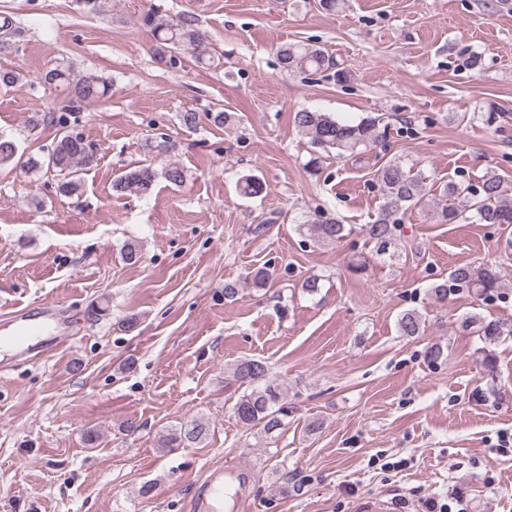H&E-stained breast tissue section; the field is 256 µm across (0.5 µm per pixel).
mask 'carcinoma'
<instances>
[{
	"instance_id": "carcinoma-1",
	"label": "carcinoma",
	"mask_w": 512,
	"mask_h": 512,
	"mask_svg": "<svg viewBox=\"0 0 512 512\" xmlns=\"http://www.w3.org/2000/svg\"><path fill=\"white\" fill-rule=\"evenodd\" d=\"M141 25L149 29L162 57L181 49L192 50L199 61L206 55L205 35L192 20L174 22L153 9L141 17ZM279 53L284 67L290 71L317 73L333 69L337 81L347 80L346 72L339 68L336 59L316 46L289 43L282 46ZM44 83L71 91L74 107L101 100L109 93V84L102 76L93 72L75 75L68 66L46 72ZM381 121V117L369 115L350 124L327 112L310 109H302L294 115V124L301 136L318 147L336 150L340 157H356L384 141L387 131ZM50 123L59 128V135L51 149L40 156H26L18 151L14 141L0 137V168H19L25 172L46 168L59 176L60 194L78 195L82 189L80 174L97 161L95 148L84 136L69 129L65 115L51 116ZM159 174L174 185L184 181L183 170L174 164L167 165L159 173L149 166H137L122 172L113 188L145 196L152 191ZM374 176L383 189L384 203L375 220L365 227V233L374 242L376 253L385 255L394 244L401 215L421 208L425 192L423 178L396 157L381 163L374 170ZM239 190L246 197H256L263 193L264 183L255 175H247L241 179ZM443 196L446 204L441 208V219L445 222L499 224L505 231L512 227V197L505 193L499 175L494 172L486 173L477 184L458 174L450 176L443 184ZM300 228L319 244L337 242L351 233L346 225L337 222H314L302 224ZM503 288L498 264L462 265L450 270L447 280L434 285L432 295L437 302L443 303L448 300V295L467 291L488 301L503 297ZM460 326L474 331L487 344H495L503 336H512V324L506 325L485 316L469 315L462 319ZM398 330L402 336L419 335L421 317L413 311L401 314ZM232 377L244 387L233 407L237 423L246 429L257 430L267 439L275 438V432L288 418V408L285 407L283 389L270 379L266 364L251 359L240 361L234 365ZM206 435L207 424L193 420L169 435L168 443L198 442Z\"/></svg>"
}]
</instances>
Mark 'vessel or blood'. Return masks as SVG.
<instances>
[{
    "label": "vessel or blood",
    "instance_id": "vessel-or-blood-1",
    "mask_svg": "<svg viewBox=\"0 0 512 512\" xmlns=\"http://www.w3.org/2000/svg\"><path fill=\"white\" fill-rule=\"evenodd\" d=\"M5 320L9 333L0 337V344L17 356L42 354L69 335V324L63 308L47 301L13 310ZM236 475L237 469L233 466L213 469L196 488L191 500L192 512H215L217 494L222 492L225 480L234 479Z\"/></svg>",
    "mask_w": 512,
    "mask_h": 512
}]
</instances>
